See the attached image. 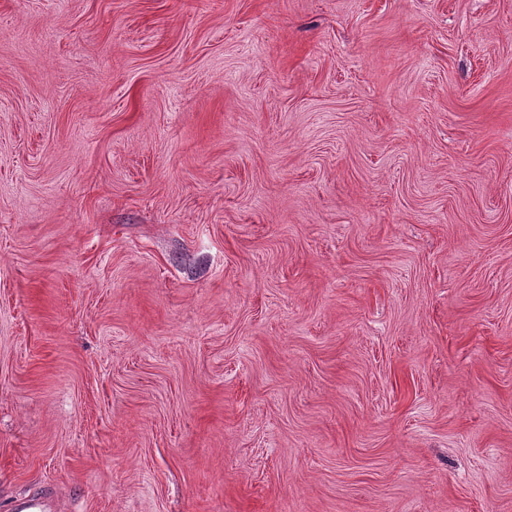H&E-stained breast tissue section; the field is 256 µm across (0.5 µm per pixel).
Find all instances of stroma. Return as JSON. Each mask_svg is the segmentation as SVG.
<instances>
[{"instance_id": "35a3bbf8", "label": "stroma", "mask_w": 512, "mask_h": 512, "mask_svg": "<svg viewBox=\"0 0 512 512\" xmlns=\"http://www.w3.org/2000/svg\"><path fill=\"white\" fill-rule=\"evenodd\" d=\"M512 512V0H0V512Z\"/></svg>"}]
</instances>
